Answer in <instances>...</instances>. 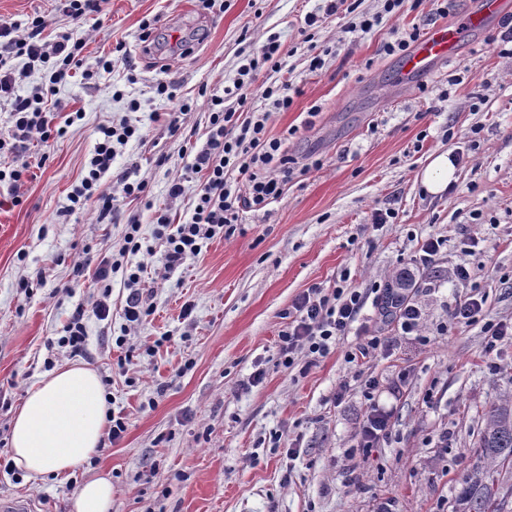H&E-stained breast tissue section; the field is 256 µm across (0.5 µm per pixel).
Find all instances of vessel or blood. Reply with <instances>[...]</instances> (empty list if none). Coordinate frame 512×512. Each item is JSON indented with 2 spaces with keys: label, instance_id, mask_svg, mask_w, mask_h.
Masks as SVG:
<instances>
[{
  "label": "vessel or blood",
  "instance_id": "b4317fda",
  "mask_svg": "<svg viewBox=\"0 0 512 512\" xmlns=\"http://www.w3.org/2000/svg\"><path fill=\"white\" fill-rule=\"evenodd\" d=\"M483 2L481 11L470 13L453 23L432 27L404 59L401 65L402 74L410 77L430 73L434 63L455 56L464 31L480 28L488 15L512 13V0Z\"/></svg>",
  "mask_w": 512,
  "mask_h": 512
}]
</instances>
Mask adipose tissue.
I'll return each mask as SVG.
<instances>
[{
    "label": "adipose tissue",
    "instance_id": "obj_1",
    "mask_svg": "<svg viewBox=\"0 0 512 512\" xmlns=\"http://www.w3.org/2000/svg\"><path fill=\"white\" fill-rule=\"evenodd\" d=\"M109 405L98 374L68 364L43 375L28 391L10 432L15 468L38 479L77 474L104 437ZM74 512H111L112 478L100 473L73 493Z\"/></svg>",
    "mask_w": 512,
    "mask_h": 512
}]
</instances>
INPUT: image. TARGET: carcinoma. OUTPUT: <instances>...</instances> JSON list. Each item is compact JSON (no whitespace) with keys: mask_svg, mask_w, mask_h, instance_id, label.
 <instances>
[{"mask_svg":"<svg viewBox=\"0 0 512 512\" xmlns=\"http://www.w3.org/2000/svg\"><path fill=\"white\" fill-rule=\"evenodd\" d=\"M512 474V401L492 404L478 440V461L462 477L454 512H506L512 487L500 476Z\"/></svg>","mask_w":512,"mask_h":512,"instance_id":"carcinoma-1","label":"carcinoma"}]
</instances>
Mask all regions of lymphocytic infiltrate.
I'll return each instance as SVG.
<instances>
[{
    "mask_svg": "<svg viewBox=\"0 0 512 512\" xmlns=\"http://www.w3.org/2000/svg\"><path fill=\"white\" fill-rule=\"evenodd\" d=\"M45 20L31 18L26 30L0 17V102L8 105L12 125L11 141L0 140V150L23 154L33 141L48 142L52 135L55 114L51 110L56 86L73 70L83 65V38L64 32L55 39L43 36ZM281 45L276 37H268L239 76L223 94L212 93L207 98L208 136L184 170L200 175L190 215L182 223L172 224L167 214H158L153 234L165 246L163 270L172 273L187 259L198 256L206 240L217 235H232L239 213L245 209H260L281 198L288 183L299 173L297 161L283 148L277 138L266 135L271 112L250 109L252 87L261 72L277 73L282 69ZM22 60V68H14L13 60ZM34 70L44 73L43 83L24 95L17 89L23 78ZM140 125L124 118L98 128V139L87 171L79 185L68 195L66 213L96 204L99 220H113L116 197L136 201L143 197L145 181H130L128 174L116 176L115 184H107L105 175L111 171L118 147L132 141H143ZM143 264L122 269L120 263L101 261L96 283L102 290L92 305H77L64 334L57 341L69 355L84 353L89 318L105 320L110 312L108 300L112 293V276L124 272L128 291L124 319L128 327L142 325L152 313L139 287ZM375 302L380 311L391 310L398 316L404 333L418 330L421 310L405 296L403 289L377 288ZM363 293L339 286L332 291L312 287L299 295L285 311L287 321L279 336V357L282 365L292 367L298 355H305L306 366L312 367L330 354L358 321L365 306ZM486 297L479 289L459 298L448 310L449 326L482 323L486 338L485 351L493 353L497 344L512 336V321H484ZM378 380H369L363 391L367 410L359 426V445L371 448L383 440L390 428L392 414L377 401Z\"/></svg>",
    "mask_w": 512,
    "mask_h": 512,
    "instance_id": "1",
    "label": "lymphocytic infiltrate"
}]
</instances>
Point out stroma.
Segmentation results:
<instances>
[{"label": "stroma", "mask_w": 512, "mask_h": 512, "mask_svg": "<svg viewBox=\"0 0 512 512\" xmlns=\"http://www.w3.org/2000/svg\"><path fill=\"white\" fill-rule=\"evenodd\" d=\"M479 2L448 0L441 16L423 0L366 34L348 32V15L326 17L314 40L330 54L312 73L304 19L323 15L324 0H224L220 11L194 0H110L96 25L72 21L54 0H0V16L18 23L43 15L47 38L70 30L84 37L83 66L96 74L58 84L55 123L68 131L26 153L20 204L0 186V439L9 438L46 362L68 364L50 344L95 293L99 262L117 257L133 215L155 250L126 257L148 267L143 288L153 312L131 334L144 353L119 373L115 340L127 292L116 276L111 317L88 320L79 358L110 379L111 409L128 422L123 439L89 468L110 473L112 512H452L486 411L512 398V339L489 356L480 325L441 331L449 306L466 292L454 276L461 266L486 290L487 318L512 320V58L490 42L512 26V15L465 35L453 59L408 81L399 57L382 46L393 32L457 21ZM147 19L160 33L200 32L204 40L191 54L159 62L142 50ZM271 36L281 43L279 77L296 93L288 111L272 114L267 135L285 138L289 155L321 165L290 182L277 202L241 211L234 235L215 237L157 277L156 210L168 203L172 218L188 216L197 181L168 202V183L186 160L182 139L167 132L171 105L155 86L167 82L192 98L203 88L222 91L243 57ZM105 55L108 73L98 69ZM133 99L146 137L123 148L112 171L145 181L147 200L118 201L114 224L96 223L90 208L62 216L96 128L125 116ZM443 150L464 159L453 192L434 196L421 172ZM378 210L397 212L396 223L373 228ZM430 237L445 244L428 268L415 267ZM408 272L422 310L420 335L381 320L369 302L344 342L307 375L280 364L281 315L298 295L343 284L367 294ZM370 331L392 337V351L347 362L346 351ZM258 370L262 382L248 386ZM401 371L406 380L379 397L392 411L390 436L358 447L365 382L397 381ZM344 383L350 390L336 400ZM290 447L298 457L288 458ZM75 488L53 476L18 480L0 467V497L30 499L32 512H71Z\"/></svg>", "instance_id": "obj_1"}]
</instances>
